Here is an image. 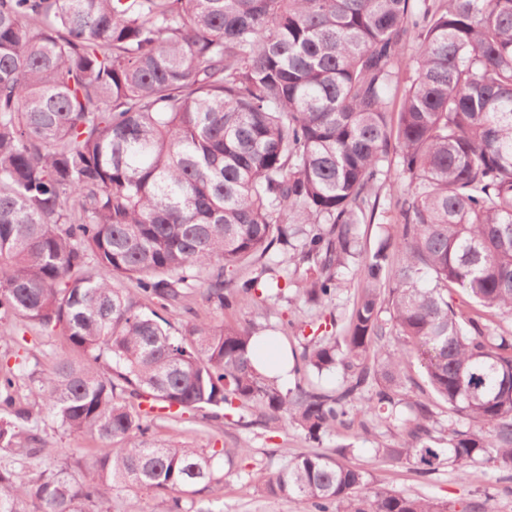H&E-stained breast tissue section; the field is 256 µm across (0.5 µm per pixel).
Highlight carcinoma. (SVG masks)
Masks as SVG:
<instances>
[{
	"label": "carcinoma",
	"mask_w": 512,
	"mask_h": 512,
	"mask_svg": "<svg viewBox=\"0 0 512 512\" xmlns=\"http://www.w3.org/2000/svg\"><path fill=\"white\" fill-rule=\"evenodd\" d=\"M391 153L408 180L400 230L364 256ZM256 262L311 264L298 291L314 306L354 267L345 326L292 353L297 373L341 371L335 389L261 373L259 327L176 336L143 306L182 305L195 282L223 310L280 295L259 275L224 280ZM497 315L512 319V0H0V320L73 353L32 404L0 401V451L61 456L24 477L0 466V512H104L116 491L213 512L217 459L248 449L151 444L157 404L218 428L258 408L315 443L362 415L400 431L384 462L512 480ZM414 361L453 413L440 437L430 398L407 392ZM45 410L115 447L76 474L21 436ZM347 451L295 456L264 490L312 512H486L371 491Z\"/></svg>",
	"instance_id": "1"
}]
</instances>
